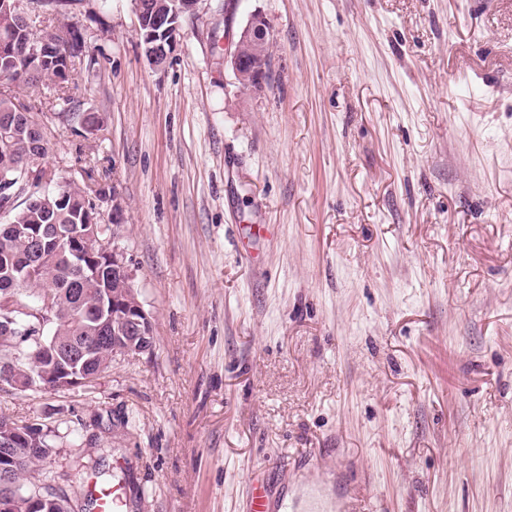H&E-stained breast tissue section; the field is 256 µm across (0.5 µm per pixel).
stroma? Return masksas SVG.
I'll return each instance as SVG.
<instances>
[{
    "instance_id": "35a3bbf8",
    "label": "stroma",
    "mask_w": 512,
    "mask_h": 512,
    "mask_svg": "<svg viewBox=\"0 0 512 512\" xmlns=\"http://www.w3.org/2000/svg\"><path fill=\"white\" fill-rule=\"evenodd\" d=\"M254 11L260 94L224 63ZM66 15L93 70L15 92L40 166L121 202L101 221L155 348L89 386L2 385L0 418L80 429L123 512H246L254 481L512 512V0H203L158 71L131 0ZM75 453L29 482L89 487Z\"/></svg>"
}]
</instances>
